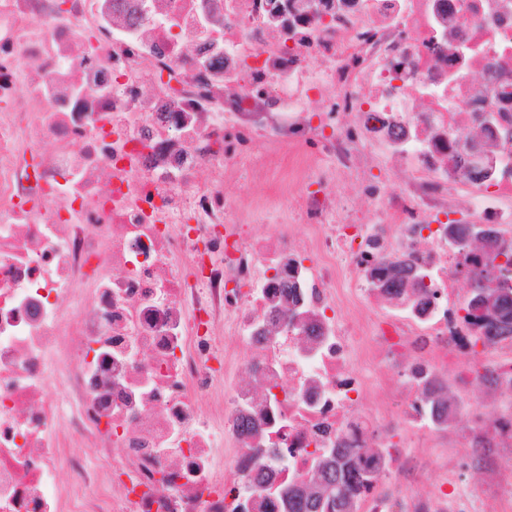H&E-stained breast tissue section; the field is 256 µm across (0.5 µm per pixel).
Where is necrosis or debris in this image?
I'll return each mask as SVG.
<instances>
[{
    "label": "necrosis or debris",
    "instance_id": "obj_1",
    "mask_svg": "<svg viewBox=\"0 0 512 512\" xmlns=\"http://www.w3.org/2000/svg\"><path fill=\"white\" fill-rule=\"evenodd\" d=\"M462 210L512 239V0H0V512H283L337 448L358 512H512Z\"/></svg>",
    "mask_w": 512,
    "mask_h": 512
}]
</instances>
